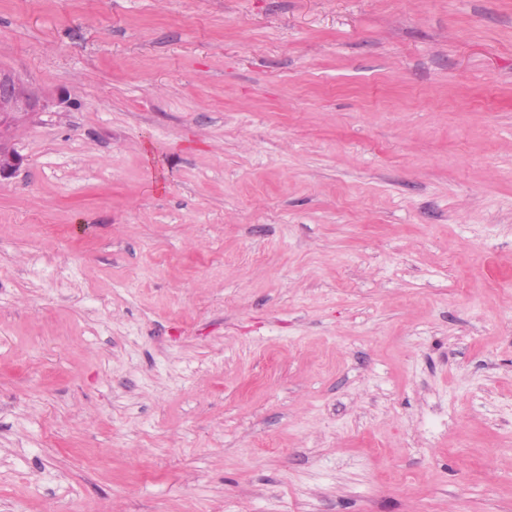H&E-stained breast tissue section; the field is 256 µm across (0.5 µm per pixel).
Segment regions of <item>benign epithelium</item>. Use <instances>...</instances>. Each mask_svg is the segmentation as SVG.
<instances>
[{"label":"benign epithelium","instance_id":"obj_1","mask_svg":"<svg viewBox=\"0 0 512 512\" xmlns=\"http://www.w3.org/2000/svg\"><path fill=\"white\" fill-rule=\"evenodd\" d=\"M47 107L32 90L10 71L0 68V179L13 176L22 157L8 145V134L24 116Z\"/></svg>","mask_w":512,"mask_h":512}]
</instances>
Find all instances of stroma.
Here are the masks:
<instances>
[{
	"label": "stroma",
	"instance_id": "35a3bbf8",
	"mask_svg": "<svg viewBox=\"0 0 512 512\" xmlns=\"http://www.w3.org/2000/svg\"><path fill=\"white\" fill-rule=\"evenodd\" d=\"M0 512H512V0H0ZM47 107L32 90L10 71L0 68V180L13 176L22 157L8 145V134L24 116Z\"/></svg>",
	"mask_w": 512,
	"mask_h": 512
}]
</instances>
